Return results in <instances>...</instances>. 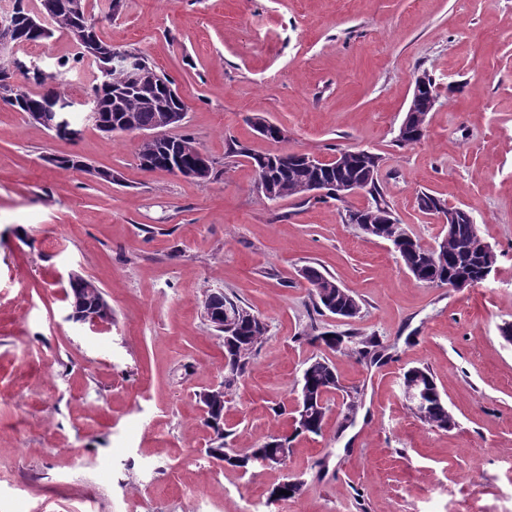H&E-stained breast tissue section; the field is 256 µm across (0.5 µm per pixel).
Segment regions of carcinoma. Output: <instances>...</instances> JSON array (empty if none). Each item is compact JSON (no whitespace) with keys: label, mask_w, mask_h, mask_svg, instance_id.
Masks as SVG:
<instances>
[{"label":"carcinoma","mask_w":512,"mask_h":512,"mask_svg":"<svg viewBox=\"0 0 512 512\" xmlns=\"http://www.w3.org/2000/svg\"><path fill=\"white\" fill-rule=\"evenodd\" d=\"M87 2L88 0H56L55 22L70 34L79 46L82 42L77 31L89 18ZM93 92L99 102L104 122L142 131L153 130L163 113L178 108L173 97L157 84L148 78L139 81L131 79L128 71L119 64L108 73L107 83L95 84ZM431 94L435 96L437 92L434 83L430 81L428 88L419 91L417 97L411 100L415 105L416 113L408 112L406 118L410 123L409 133L412 137L401 136L398 138L399 143L405 146L414 145L424 139L425 134L415 137L413 133L422 122L419 115L423 114L422 108L427 104ZM0 95L15 98L11 106L26 113L36 111L42 101L40 95L15 92L9 84L4 86L0 84ZM137 154L148 159L152 169L168 171L171 156H179L183 164L190 168L196 165L202 151L193 138L181 135L173 136L165 143L146 141L140 145ZM340 155L341 159L338 162L326 168L309 167L301 161L299 152H286L282 155L250 154L248 158L252 160L256 182L270 187L277 199L301 196L302 186L314 178L370 186L369 193L373 198V204L362 211L360 228L370 237L387 240L384 229L387 221L393 219V215L389 203L376 182L382 157L370 151L364 155H355L351 150H343ZM390 244L401 263L414 278L428 284L444 283L462 272L469 274L475 283L479 284L482 282L483 264L489 259L487 248L490 244L480 235L477 224L471 216L465 222L453 225V231L448 233L435 249L424 247L412 235L402 242L392 240ZM301 275L312 288L314 307L317 311H326L342 319H352L359 314L360 303L356 296L349 290L342 291L336 288V281L332 276L324 274L314 266L302 268ZM69 287L71 307L80 311L98 302L99 296L89 292L94 284L82 276H73ZM218 303L231 312L239 314L241 318L235 344L224 347V369L227 371L224 387L228 389L233 386L238 377L244 374L248 357L264 339L267 325L263 321L253 319V312L248 306L224 293L219 295ZM356 353L371 363H379L384 358L382 350L379 349V342L372 338L362 341L361 348L357 349ZM414 379L420 380L422 387L428 390L423 423L443 430L448 429V405L443 401L430 369L425 366L408 369L403 380ZM300 383L315 397L322 393L326 395L343 390L334 367L324 359L309 363L303 370ZM325 413L326 407H320V410L308 419L309 425L306 428L302 429L299 423L294 422L292 434L271 435L249 452L240 453L233 448L224 447L221 443L207 449V453L216 461L248 469L252 467L255 457L266 452L277 451L280 443L290 444L296 434L303 431L319 434Z\"/></svg>","instance_id":"carcinoma-1"}]
</instances>
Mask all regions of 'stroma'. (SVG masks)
Here are the masks:
<instances>
[{"label": "stroma", "mask_w": 512, "mask_h": 512, "mask_svg": "<svg viewBox=\"0 0 512 512\" xmlns=\"http://www.w3.org/2000/svg\"><path fill=\"white\" fill-rule=\"evenodd\" d=\"M102 39L135 48L172 79L191 135L221 176L203 185L147 172L136 138L92 122L95 68L64 31L21 46L46 71L72 68L56 106L73 137L0 102V512H512V0H89ZM439 100L425 138L397 141L418 77ZM288 132L274 143L250 119ZM301 151L379 154L394 217L427 247L447 232L420 210L432 194L466 209L497 263L455 291L417 281L389 243L347 223L368 193L265 199L248 158ZM72 153L105 181L60 169ZM332 275L360 312L313 308L305 266ZM112 308L73 322L70 274ZM213 292L267 323L224 396L229 447L289 427L304 368L333 364L356 391L344 421L329 395L320 434L286 467L241 472L210 459L200 392L224 379V339L204 316ZM347 335L340 349L309 336ZM385 357L360 360L359 340ZM427 366L455 420L422 423L403 374ZM283 407L278 416L274 407ZM300 496L269 501L285 477Z\"/></svg>", "instance_id": "stroma-1"}]
</instances>
